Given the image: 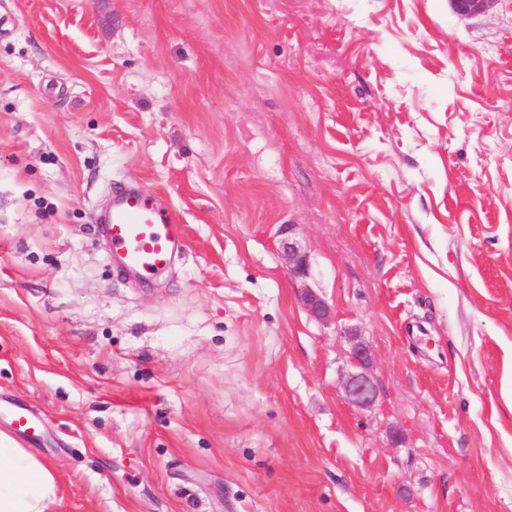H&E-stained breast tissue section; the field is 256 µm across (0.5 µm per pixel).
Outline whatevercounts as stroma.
Segmentation results:
<instances>
[{
  "label": "stroma",
  "mask_w": 512,
  "mask_h": 512,
  "mask_svg": "<svg viewBox=\"0 0 512 512\" xmlns=\"http://www.w3.org/2000/svg\"><path fill=\"white\" fill-rule=\"evenodd\" d=\"M130 178L150 282L91 221ZM17 405L47 512H512V0H0ZM111 192L109 209L91 217L104 227L110 262L139 280L160 276L186 248L183 225L137 180L120 183ZM346 399L358 407H369L376 400V390L364 373L351 374L344 383Z\"/></svg>",
  "instance_id": "35a3bbf8"
}]
</instances>
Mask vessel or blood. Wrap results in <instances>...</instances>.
Listing matches in <instances>:
<instances>
[{"label": "vessel or blood", "instance_id": "vessel-or-blood-1", "mask_svg": "<svg viewBox=\"0 0 512 512\" xmlns=\"http://www.w3.org/2000/svg\"><path fill=\"white\" fill-rule=\"evenodd\" d=\"M92 221L104 227L111 263L139 280L160 276L186 248L183 225L134 179L116 185L109 209Z\"/></svg>", "mask_w": 512, "mask_h": 512}]
</instances>
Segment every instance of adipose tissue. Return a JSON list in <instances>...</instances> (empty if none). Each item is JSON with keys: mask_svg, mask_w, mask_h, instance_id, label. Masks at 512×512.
Listing matches in <instances>:
<instances>
[{"mask_svg": "<svg viewBox=\"0 0 512 512\" xmlns=\"http://www.w3.org/2000/svg\"><path fill=\"white\" fill-rule=\"evenodd\" d=\"M58 487L49 465L0 433V512H46Z\"/></svg>", "mask_w": 512, "mask_h": 512, "instance_id": "adipose-tissue-1", "label": "adipose tissue"}]
</instances>
